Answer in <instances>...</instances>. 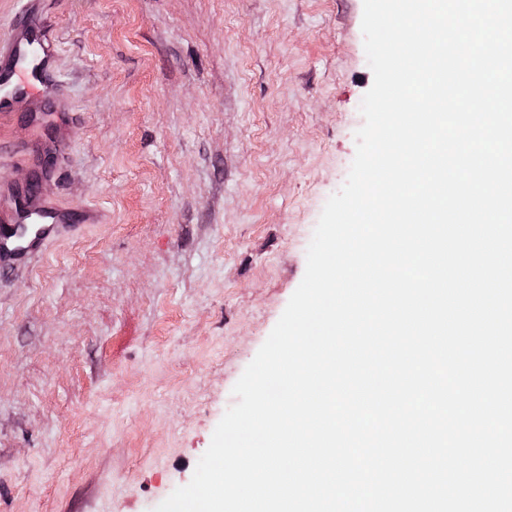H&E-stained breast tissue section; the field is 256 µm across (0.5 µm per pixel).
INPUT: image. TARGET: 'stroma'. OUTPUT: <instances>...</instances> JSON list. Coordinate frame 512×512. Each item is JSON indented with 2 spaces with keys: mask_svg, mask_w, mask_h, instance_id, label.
<instances>
[{
  "mask_svg": "<svg viewBox=\"0 0 512 512\" xmlns=\"http://www.w3.org/2000/svg\"><path fill=\"white\" fill-rule=\"evenodd\" d=\"M363 0H42L68 163L107 221L0 275V512H153L306 270L373 84ZM0 132V183L36 137Z\"/></svg>",
  "mask_w": 512,
  "mask_h": 512,
  "instance_id": "obj_1",
  "label": "stroma"
}]
</instances>
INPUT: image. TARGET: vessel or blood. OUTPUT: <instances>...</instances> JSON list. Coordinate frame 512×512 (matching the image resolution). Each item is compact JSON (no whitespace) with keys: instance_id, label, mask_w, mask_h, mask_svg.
<instances>
[{"instance_id":"vessel-or-blood-1","label":"vessel or blood","mask_w":512,"mask_h":512,"mask_svg":"<svg viewBox=\"0 0 512 512\" xmlns=\"http://www.w3.org/2000/svg\"><path fill=\"white\" fill-rule=\"evenodd\" d=\"M6 27V37L0 40V120L11 121L22 115L36 127L41 123L44 104L66 97L57 54L32 0H24ZM66 151L63 142L38 139L17 151L15 160L26 167L40 161L50 174L62 167ZM100 221L93 209L51 201L44 179L1 186L0 271H14L55 241Z\"/></svg>"}]
</instances>
